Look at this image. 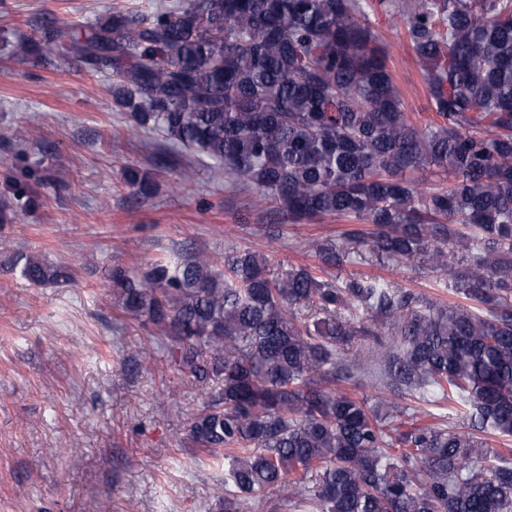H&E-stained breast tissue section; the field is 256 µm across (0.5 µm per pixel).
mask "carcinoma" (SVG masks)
Here are the masks:
<instances>
[{"label":"carcinoma","instance_id":"cac0c4a2","mask_svg":"<svg viewBox=\"0 0 512 512\" xmlns=\"http://www.w3.org/2000/svg\"><path fill=\"white\" fill-rule=\"evenodd\" d=\"M375 13L403 25L433 112L420 124ZM37 32L3 43L109 74L114 107L163 133L157 164L197 154L284 221L370 224L373 251L427 258L476 303L441 304L383 277H274L251 250L112 267L121 312L212 390L188 431L224 457L211 512H241L267 488L293 512H512V448L479 441L512 440V0H178ZM426 167L438 187L415 180ZM191 174L182 166V180ZM124 183L144 199L159 189L137 169ZM318 258L336 268L349 251L321 246ZM10 270L34 286L69 277L24 251ZM362 339L372 346L349 356ZM371 370L401 400L371 406L339 386ZM408 396L447 402L446 421L407 413Z\"/></svg>","mask_w":512,"mask_h":512}]
</instances>
